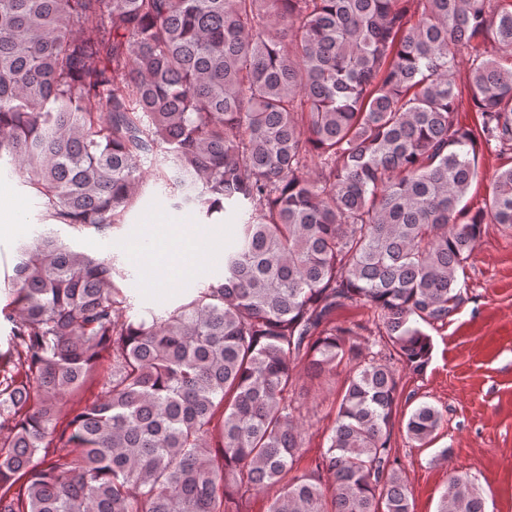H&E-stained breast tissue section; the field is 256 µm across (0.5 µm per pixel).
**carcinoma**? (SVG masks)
Here are the masks:
<instances>
[{"instance_id":"obj_1","label":"carcinoma","mask_w":512,"mask_h":512,"mask_svg":"<svg viewBox=\"0 0 512 512\" xmlns=\"http://www.w3.org/2000/svg\"><path fill=\"white\" fill-rule=\"evenodd\" d=\"M491 145L512 151V0H0V166L52 224L0 306V512H413L394 421L427 449L444 414L399 410V369L463 305L483 225L512 228V167L462 206ZM151 184L240 224L220 277L138 315L117 257L53 226L106 235ZM299 365L348 378L295 475ZM437 512L486 501L455 474Z\"/></svg>"}]
</instances>
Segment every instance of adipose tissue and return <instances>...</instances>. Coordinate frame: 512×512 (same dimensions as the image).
<instances>
[{
	"instance_id": "1",
	"label": "adipose tissue",
	"mask_w": 512,
	"mask_h": 512,
	"mask_svg": "<svg viewBox=\"0 0 512 512\" xmlns=\"http://www.w3.org/2000/svg\"><path fill=\"white\" fill-rule=\"evenodd\" d=\"M197 236L184 233L179 226H170L150 252L143 254L142 261L148 273L156 279L172 281L193 271L199 254Z\"/></svg>"
}]
</instances>
